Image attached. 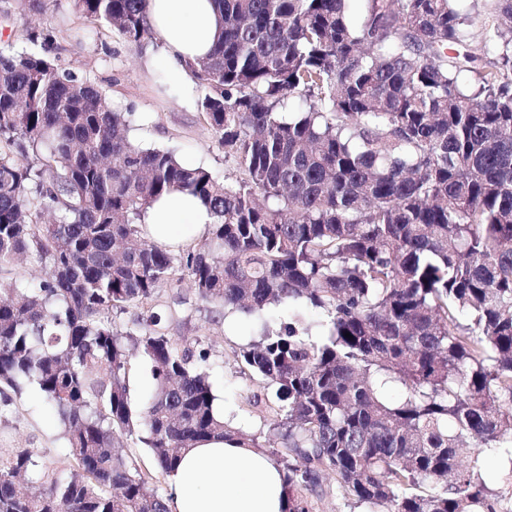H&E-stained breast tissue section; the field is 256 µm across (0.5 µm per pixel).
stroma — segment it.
<instances>
[{"label": "stroma", "instance_id": "stroma-1", "mask_svg": "<svg viewBox=\"0 0 512 512\" xmlns=\"http://www.w3.org/2000/svg\"><path fill=\"white\" fill-rule=\"evenodd\" d=\"M0 48L46 52L60 67L94 83L113 111L129 115L132 138L141 145L172 151L177 158L220 175L236 176L237 166L206 123L197 102H184L145 62L146 44L128 41L112 27L86 17L73 0H49L42 12L21 10L16 0H0ZM157 308L169 335L198 342L209 353L206 367L226 420L265 437L266 421L247 402L264 394L258 375L241 373L237 350L247 339L241 329L214 316L200 301L189 277L176 273L160 290ZM0 448L40 449L51 468L68 466L63 430L54 411L35 393L26 392L0 408Z\"/></svg>", "mask_w": 512, "mask_h": 512}]
</instances>
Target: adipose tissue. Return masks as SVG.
I'll return each instance as SVG.
<instances>
[{"mask_svg":"<svg viewBox=\"0 0 512 512\" xmlns=\"http://www.w3.org/2000/svg\"><path fill=\"white\" fill-rule=\"evenodd\" d=\"M154 35L148 65L158 66L177 93L191 85L188 66L210 55L223 25L213 0H147ZM214 215L187 192L161 196L148 207L143 230L152 241L177 249L201 237ZM168 512H285L281 466L257 448L221 438L200 442L169 477Z\"/></svg>","mask_w":512,"mask_h":512,"instance_id":"1","label":"adipose tissue"}]
</instances>
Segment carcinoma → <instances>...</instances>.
Segmentation results:
<instances>
[{"instance_id":"obj_1","label":"carcinoma","mask_w":512,"mask_h":512,"mask_svg":"<svg viewBox=\"0 0 512 512\" xmlns=\"http://www.w3.org/2000/svg\"><path fill=\"white\" fill-rule=\"evenodd\" d=\"M146 2L75 6L139 43ZM214 2L222 38L189 73L234 179L134 142L48 56L0 52V272L47 267L0 279V404L35 390L74 462L0 451V512H166L122 437L166 475L210 437L261 447L215 414L208 354L161 325L176 267L227 312L288 305L237 354L273 389L287 512L328 475L369 512H512L482 471L505 457L512 482V0ZM174 191L215 217L177 255L141 225ZM152 387L153 379L150 361L138 353L132 361L130 370L129 392L132 406L140 408L145 396Z\"/></svg>"}]
</instances>
